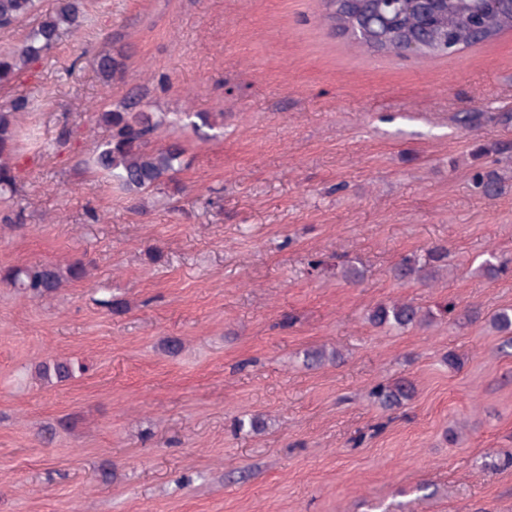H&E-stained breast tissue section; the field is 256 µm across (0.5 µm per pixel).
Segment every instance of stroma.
<instances>
[{
  "label": "stroma",
  "instance_id": "1",
  "mask_svg": "<svg viewBox=\"0 0 512 512\" xmlns=\"http://www.w3.org/2000/svg\"><path fill=\"white\" fill-rule=\"evenodd\" d=\"M113 50L127 69L107 85ZM17 94L46 148L14 160L23 221L0 223V270L89 275L35 300L0 280V512H512V354L488 323L512 273L477 272L512 258V31L405 58L334 35L321 0H86L0 101ZM129 97L224 125L127 194L85 161L107 135L88 108ZM437 245L438 279H393ZM392 301L478 317L373 327ZM310 349L333 358L306 367ZM57 360L83 369L41 379ZM400 378L412 399L381 406ZM244 415L262 430L237 431ZM96 66L99 74L106 82L120 77L125 69L123 58L120 55H112L111 52H103L96 58Z\"/></svg>",
  "mask_w": 512,
  "mask_h": 512
}]
</instances>
